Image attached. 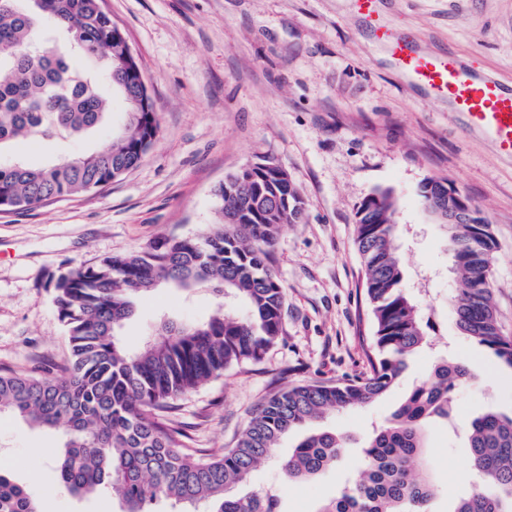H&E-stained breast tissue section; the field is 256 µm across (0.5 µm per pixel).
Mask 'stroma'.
<instances>
[{
    "label": "stroma",
    "mask_w": 512,
    "mask_h": 512,
    "mask_svg": "<svg viewBox=\"0 0 512 512\" xmlns=\"http://www.w3.org/2000/svg\"><path fill=\"white\" fill-rule=\"evenodd\" d=\"M147 78L159 134L137 167L105 189L0 211V370L65 364V329L48 279L154 242L203 237L217 221L215 188L258 164L287 171L305 202L302 223L283 225L270 266L284 289L282 335L257 362H244L180 396L173 418L185 445L205 456L234 447L259 405L295 385L331 384L367 371L374 334L355 243L358 208L391 190L402 226L403 285L419 301L435 349L419 350L399 381L374 403L327 415L349 439L345 458L307 482L279 462L303 430L283 438L234 494L276 492L281 512H316L355 469L359 444L422 379L440 353L468 365L478 381L454 393L460 420L512 411V371L456 327L462 282L439 225L420 197L431 179L468 198L491 226L494 301L512 336V160L466 131L447 103L413 88L374 43L351 0H104ZM387 22L421 48L452 49L477 70L512 82V0H387ZM126 119L72 142L21 140L0 163L41 165L97 149ZM214 298L159 288L142 295L119 331L129 351L153 338L161 315L200 321ZM59 433L0 416V464L27 486L41 512H120L108 495L75 496L54 483ZM428 452L438 494L432 512H450L469 487L461 430L430 425Z\"/></svg>",
    "instance_id": "35a3bbf8"
}]
</instances>
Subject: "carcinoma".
<instances>
[{"mask_svg":"<svg viewBox=\"0 0 512 512\" xmlns=\"http://www.w3.org/2000/svg\"><path fill=\"white\" fill-rule=\"evenodd\" d=\"M97 2L0 0V152L20 139L80 140L109 122L112 99L101 85L141 67L124 57L112 18ZM158 132L153 114L142 128L126 122L98 150L40 167L0 165V210L100 191L141 162ZM214 195L221 223L206 237L165 240L50 279L70 346L65 375L0 372V412L62 434L56 483L76 495L110 492L121 512H149L147 505L161 499L191 512L200 505L205 512H280L268 491L237 496L229 489L247 482L282 437L309 425L281 461L282 471L302 480L333 466L347 441L315 421L385 394L407 358L430 344L393 245L400 230L396 201L390 191H378L359 209L356 238L375 326L369 371L270 395L220 458L188 450L183 431L168 418L172 401L234 364L260 360L279 340L284 289L268 267L269 250L279 228L300 223L304 214L288 173L275 165L232 175ZM447 233L465 283L454 306L457 329L512 370V339L502 334L493 302L491 227L472 215ZM161 285L184 294L203 288L214 307L204 321L162 319L146 347L131 353L117 331L135 314L137 298ZM228 298L243 310L227 306ZM470 379L466 365L436 362L366 438L360 474L317 512H431L437 486L429 476L425 428L454 421L453 394ZM464 429L479 481L456 498L452 512H512V414L487 410ZM0 512H39L6 469H0Z\"/></svg>","mask_w":512,"mask_h":512,"instance_id":"cac0c4a2","label":"carcinoma"}]
</instances>
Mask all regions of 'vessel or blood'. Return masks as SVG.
<instances>
[{
    "mask_svg": "<svg viewBox=\"0 0 512 512\" xmlns=\"http://www.w3.org/2000/svg\"><path fill=\"white\" fill-rule=\"evenodd\" d=\"M382 0H354L356 13L366 22L375 42L397 71L432 97L447 101L465 126L487 138L496 151L512 158V86L478 72L450 51L428 52L412 34L389 26Z\"/></svg>",
    "mask_w": 512,
    "mask_h": 512,
    "instance_id": "1",
    "label": "vessel or blood"
}]
</instances>
